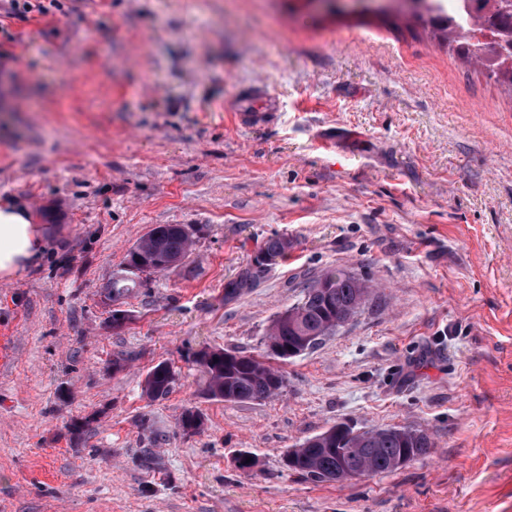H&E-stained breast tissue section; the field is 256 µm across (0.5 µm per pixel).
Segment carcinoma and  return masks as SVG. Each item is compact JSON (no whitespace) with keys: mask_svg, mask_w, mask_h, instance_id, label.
<instances>
[{"mask_svg":"<svg viewBox=\"0 0 512 512\" xmlns=\"http://www.w3.org/2000/svg\"><path fill=\"white\" fill-rule=\"evenodd\" d=\"M431 5L429 23L444 32L448 47L467 65L482 70L488 78L512 89V0H462L459 19L450 21ZM193 231L186 224H159L150 230L129 252L125 269L112 277V299L124 297L142 285L141 276L177 268L189 255ZM293 243L284 236L268 239L262 251L284 258ZM265 275L249 265L237 278L225 285L224 299L240 296ZM370 285L347 268H333L318 280L307 284L298 302L281 313L266 333L264 343L281 349L280 360L292 358L290 350L306 338L314 348L332 327L365 301ZM198 361L208 373L207 394L211 399L228 402H261L280 395L287 379L267 360L253 355L214 349L198 354ZM175 383L171 367L159 363L147 373L143 393L155 400L170 392ZM186 434L202 430L199 411L186 408L178 418ZM432 448L428 435L409 427L368 430L354 437L334 425L311 437V442L297 453L288 468L304 478L322 482L346 481L393 473L397 463L411 461Z\"/></svg>","mask_w":512,"mask_h":512,"instance_id":"1","label":"carcinoma"}]
</instances>
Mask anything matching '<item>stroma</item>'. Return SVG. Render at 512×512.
Segmentation results:
<instances>
[{"instance_id": "35a3bbf8", "label": "stroma", "mask_w": 512, "mask_h": 512, "mask_svg": "<svg viewBox=\"0 0 512 512\" xmlns=\"http://www.w3.org/2000/svg\"><path fill=\"white\" fill-rule=\"evenodd\" d=\"M9 31L0 204L37 216L46 247L0 278V512H512L511 89L431 28L312 0H64ZM252 94L278 114L237 126ZM160 224L189 225L192 254L113 300ZM274 235L287 258L225 300ZM334 267L372 293L275 361L284 392L205 396L197 353L263 355ZM160 363L176 383L151 400ZM187 407L199 433L177 426ZM337 423L434 447L343 482L285 466ZM175 383V374L171 367L160 363L150 369L144 381L143 393L151 400L165 396Z\"/></svg>"}]
</instances>
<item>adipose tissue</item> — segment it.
Returning a JSON list of instances; mask_svg holds the SVG:
<instances>
[{
  "instance_id": "1",
  "label": "adipose tissue",
  "mask_w": 512,
  "mask_h": 512,
  "mask_svg": "<svg viewBox=\"0 0 512 512\" xmlns=\"http://www.w3.org/2000/svg\"><path fill=\"white\" fill-rule=\"evenodd\" d=\"M43 238L25 208L0 205V275L10 277L36 258Z\"/></svg>"
}]
</instances>
